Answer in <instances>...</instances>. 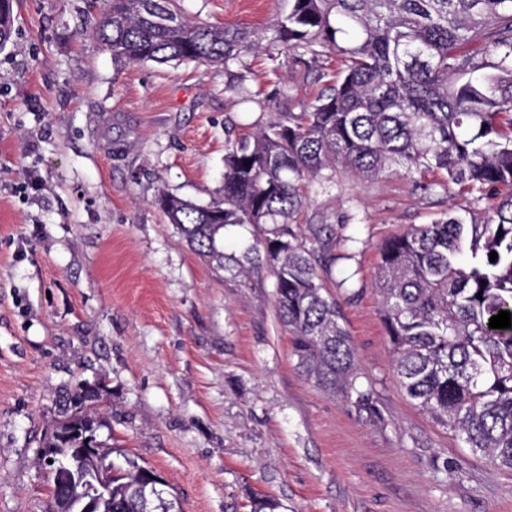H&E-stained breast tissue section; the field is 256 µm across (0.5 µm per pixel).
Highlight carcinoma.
Here are the masks:
<instances>
[{"label": "carcinoma", "mask_w": 512, "mask_h": 512, "mask_svg": "<svg viewBox=\"0 0 512 512\" xmlns=\"http://www.w3.org/2000/svg\"><path fill=\"white\" fill-rule=\"evenodd\" d=\"M10 2L0 0V47L12 34L13 13L3 7ZM93 36L118 63L228 71L261 48L273 62L280 50L336 55V82L304 111L227 141L222 203L162 192L157 204L194 253L220 270L224 227H259L247 253L264 255L271 268L302 374L370 414L371 391L358 383L341 305L320 273L321 232L308 244L288 240L302 181L436 172L433 189L445 197L453 185L478 201L494 191L486 215L452 209L386 241L376 286L406 396L473 453L512 470V328L488 326L499 311L512 313V0H291L261 32L200 25L176 0H104ZM464 251L471 262L461 268ZM96 397L93 388L66 395L42 446L82 448L98 439ZM99 512L174 506L152 472L131 463L112 477V503Z\"/></svg>", "instance_id": "cac0c4a2"}]
</instances>
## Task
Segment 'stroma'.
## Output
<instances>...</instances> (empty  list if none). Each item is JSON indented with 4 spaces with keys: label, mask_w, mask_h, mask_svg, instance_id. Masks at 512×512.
<instances>
[{
    "label": "stroma",
    "mask_w": 512,
    "mask_h": 512,
    "mask_svg": "<svg viewBox=\"0 0 512 512\" xmlns=\"http://www.w3.org/2000/svg\"><path fill=\"white\" fill-rule=\"evenodd\" d=\"M208 24L258 29L288 0H179ZM103 0H18L0 48V512H48L39 447L62 388L103 381L94 407L112 460L154 470L178 512H512V471L473 454L401 391L375 277L379 248L470 194L432 175L302 184L288 226L327 227L371 417L296 367L268 266L243 275L251 226L224 229V270L156 204L221 202L226 139L299 112L335 57L245 59L272 112L239 103L223 67L114 65L90 35Z\"/></svg>",
    "instance_id": "35a3bbf8"
}]
</instances>
